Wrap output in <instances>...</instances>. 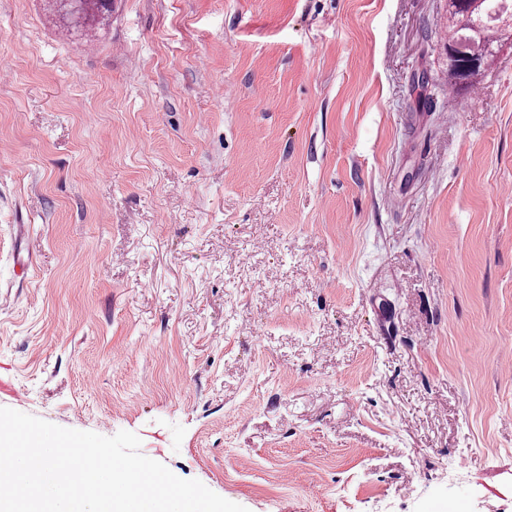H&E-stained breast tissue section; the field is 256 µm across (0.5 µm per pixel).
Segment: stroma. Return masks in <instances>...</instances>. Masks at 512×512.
I'll use <instances>...</instances> for the list:
<instances>
[{
	"instance_id": "35a3bbf8",
	"label": "stroma",
	"mask_w": 512,
	"mask_h": 512,
	"mask_svg": "<svg viewBox=\"0 0 512 512\" xmlns=\"http://www.w3.org/2000/svg\"><path fill=\"white\" fill-rule=\"evenodd\" d=\"M445 3L0 0V407L248 512H512V42L449 92ZM49 13L62 31L102 30L110 24L112 0H50Z\"/></svg>"
}]
</instances>
